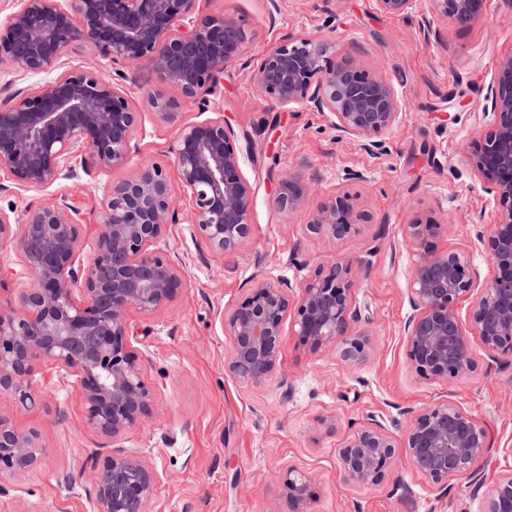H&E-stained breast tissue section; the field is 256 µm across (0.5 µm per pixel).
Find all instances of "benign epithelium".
<instances>
[{"instance_id": "benign-epithelium-1", "label": "benign epithelium", "mask_w": 512, "mask_h": 512, "mask_svg": "<svg viewBox=\"0 0 512 512\" xmlns=\"http://www.w3.org/2000/svg\"><path fill=\"white\" fill-rule=\"evenodd\" d=\"M198 0H17L0 18V65L30 74L63 65L79 42L112 63V79L94 70L66 69L42 87L17 90L0 101V178L27 191H44L69 177L72 160L89 153V175L126 165L138 125L124 90L125 68L146 63L171 92L149 89L145 98L159 118L176 127L170 147L191 203L193 233L217 253L231 252L250 235L252 195L241 173L242 146L221 117L183 119L186 100L209 111L224 68L239 61L245 42L232 17L206 15ZM386 14L411 11L416 0H377ZM433 18L466 27L479 21L486 0H426ZM254 78L259 90L283 109L310 106L330 115L337 131L363 141L371 153L383 145L370 136L395 122L394 90L352 58L336 59L335 44L305 35L288 36L261 58ZM490 128L473 144L470 164L491 196L495 221L483 240L493 276L475 288L477 275L464 251L425 250L440 225L417 220L408 236L421 250L413 271L414 314L406 326L408 357L423 379L454 381L479 369L469 330L487 354L486 370L512 356V53L501 57L491 88ZM307 187L284 174L277 205L300 207ZM362 220L352 198L329 197L307 227L340 239ZM177 223L169 179L158 162L140 164L131 179L113 183L99 213L95 257L78 264L81 224L62 197L22 216L0 210V242L17 244L32 286L22 294L25 313L0 312V400L18 408L36 403L31 378L38 363H50L79 382L87 423L117 439L148 416L155 394L129 338V316L168 306L185 280L178 264L155 244ZM352 266L336 261L300 286L297 299L284 278H263L224 312L231 340L227 370L263 385L280 365L285 317L293 313L298 345L317 352L330 345L354 367L370 354L368 334L355 329ZM479 293L463 323L461 299ZM435 486L468 475L481 482L478 461L491 450L487 429L466 412L437 403L415 415L402 443L377 425L359 428L338 449L345 480L359 488L382 483L394 467L397 448ZM37 432H22L0 415V476L37 465ZM288 512H308L313 498L308 475H281ZM156 472L146 463L112 451L96 469L97 512H146ZM486 512H512V473L487 492Z\"/></svg>"}]
</instances>
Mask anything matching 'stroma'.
I'll list each match as a JSON object with an SVG mask.
<instances>
[{"instance_id": "obj_1", "label": "stroma", "mask_w": 512, "mask_h": 512, "mask_svg": "<svg viewBox=\"0 0 512 512\" xmlns=\"http://www.w3.org/2000/svg\"><path fill=\"white\" fill-rule=\"evenodd\" d=\"M199 8L236 18L246 32L243 60L225 68L209 114L223 117L245 149L251 234L224 256L194 237L169 154L175 129L144 98L145 87L164 82L141 64L129 69L125 84L139 114L127 165L93 176L78 168L44 192L12 185L0 191V210L17 215L64 196L81 223L80 260L88 264L106 185L131 177L140 162H160L180 221L156 249L179 264L185 280L170 305L132 316L131 341L156 402L123 437L113 441L92 428L75 378L51 365L37 366L32 377L39 406L0 403L1 416L19 430L37 431L42 444L35 467L0 478V512H94L96 467L112 447L155 470L147 512H285L279 475L287 468L313 478L309 512H485V487L512 473V357L451 383L413 372L404 325L413 312L417 252L407 230L419 219L440 224L430 247L467 251L479 281L491 276L478 234L489 230L494 212L468 152L492 121L488 97L496 61L512 52V8L488 0L479 23L437 20L428 37L421 29L424 0L401 16L381 12L376 0H200ZM288 35L329 39L337 56H353L393 87L400 108L392 127L376 135L382 154L341 135L327 114L279 108L259 91L253 64ZM287 171L309 188L304 205L292 211L276 203ZM343 193L362 213L361 223L335 242L310 233L311 212ZM337 258L353 263L352 297L366 318L369 358L349 370L336 348L302 350L289 316L276 378L253 386L229 374L225 311L259 279L283 277L297 288ZM0 267L10 272L0 284V310L23 314L28 274L15 244H0ZM439 402L488 429L493 447L478 463L484 488L462 476L438 489L403 455L376 488L344 480L337 450L356 428L374 421L397 436L410 416Z\"/></svg>"}]
</instances>
